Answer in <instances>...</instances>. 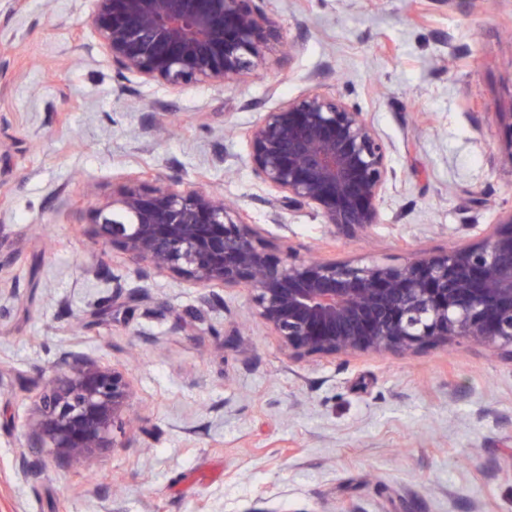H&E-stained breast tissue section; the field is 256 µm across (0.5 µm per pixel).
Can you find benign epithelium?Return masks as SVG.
<instances>
[{
  "label": "benign epithelium",
  "instance_id": "1",
  "mask_svg": "<svg viewBox=\"0 0 512 512\" xmlns=\"http://www.w3.org/2000/svg\"><path fill=\"white\" fill-rule=\"evenodd\" d=\"M264 0H94L86 19L112 68L177 90L222 85L253 71L279 39ZM256 177L281 211L312 207L331 231L379 223L395 172L365 113L312 92L245 132ZM96 236L202 288L247 287L253 316L294 357L409 352L466 339L510 347L512 212L474 242L400 264L277 260L236 207L206 193L130 185L95 210ZM126 375L93 360L50 369L26 432L69 468L89 471L114 447L131 409Z\"/></svg>",
  "mask_w": 512,
  "mask_h": 512
}]
</instances>
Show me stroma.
Wrapping results in <instances>:
<instances>
[{"mask_svg":"<svg viewBox=\"0 0 512 512\" xmlns=\"http://www.w3.org/2000/svg\"><path fill=\"white\" fill-rule=\"evenodd\" d=\"M280 42L223 87L120 76L93 0H0V512H512V356L464 339L296 358L241 288L94 234L126 186L234 203L277 257L400 264L512 211V0H265ZM311 91L388 148L380 221L272 223L245 129ZM126 370L133 426L94 473L23 434L51 366Z\"/></svg>","mask_w":512,"mask_h":512,"instance_id":"1","label":"stroma"}]
</instances>
